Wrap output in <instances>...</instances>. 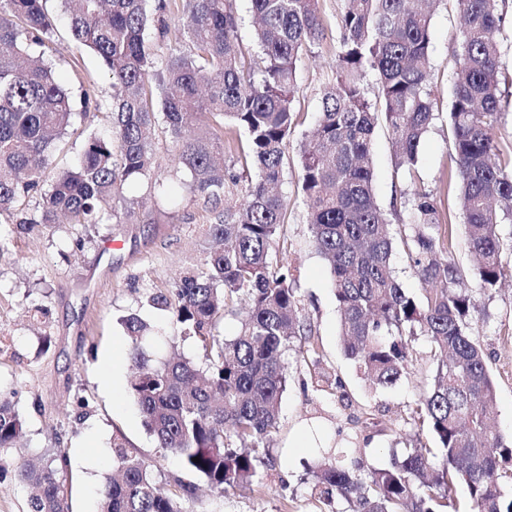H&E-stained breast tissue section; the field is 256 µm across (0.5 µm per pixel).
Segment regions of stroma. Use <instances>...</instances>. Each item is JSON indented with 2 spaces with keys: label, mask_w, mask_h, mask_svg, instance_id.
Returning a JSON list of instances; mask_svg holds the SVG:
<instances>
[{
  "label": "stroma",
  "mask_w": 512,
  "mask_h": 512,
  "mask_svg": "<svg viewBox=\"0 0 512 512\" xmlns=\"http://www.w3.org/2000/svg\"><path fill=\"white\" fill-rule=\"evenodd\" d=\"M324 38L307 52L297 69L299 92L296 138L309 135L316 122L324 88L333 83L340 50L338 16L343 0H319ZM55 17L52 46L56 71L67 87L93 84L105 107L90 113L54 157L48 177L76 161L85 140L112 130V82L102 62L74 43L62 0H49ZM460 25L456 0H444L431 20L432 82L439 115L419 147L417 170L442 212L454 226L452 258L467 272L475 300L472 333L481 344L496 387L498 430L512 435V282L482 290L471 274L472 261L456 193L448 184L451 147L448 112L455 77L454 54ZM374 190L391 224L407 220L406 212L391 213L396 196L409 192L411 177L394 167L386 127L372 141ZM299 170L285 167L282 190L288 197L283 236L286 259L297 276L301 306L315 328L316 360L337 375L350 394L341 407L331 391L320 390L305 362L291 363L283 394L280 427L270 441L275 459L261 470L264 491L238 489L218 496L200 486L175 456L158 448L143 423L128 387L132 369L126 349L130 340L121 319L137 312L149 322L176 335L169 313L142 306L146 290L162 289L176 281L191 257L212 209L189 196L167 202L149 185L124 189L137 200L130 224L98 226L41 225L27 235H12L9 251L0 257V397L13 401L27 422L25 457L46 462L65 452L69 465L60 477L68 489L70 512H94L100 492L113 472V443L155 465L157 481L169 487L171 478L196 485L193 512H321L306 473L316 460L313 448L291 445L294 429L316 422L322 443L343 449L350 459L373 466L388 465L393 449L432 444L430 432L415 422L411 410L428 382V365L418 359L401 381L377 391L369 389L355 366L342 354L338 312L329 269L311 244L307 207L298 189ZM83 239L76 250L74 239ZM44 305L47 324L30 320L24 310ZM120 391H113V381Z\"/></svg>",
  "instance_id": "stroma-1"
}]
</instances>
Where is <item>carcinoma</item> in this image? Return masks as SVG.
Returning <instances> with one entry per match:
<instances>
[{
    "instance_id": "carcinoma-1",
    "label": "carcinoma",
    "mask_w": 512,
    "mask_h": 512,
    "mask_svg": "<svg viewBox=\"0 0 512 512\" xmlns=\"http://www.w3.org/2000/svg\"><path fill=\"white\" fill-rule=\"evenodd\" d=\"M47 0H0V225L28 232L60 219L74 225L125 224L134 210L112 205L124 187L151 181L154 141L163 126L177 163L190 171L189 192L218 205L232 191L240 203L217 212L183 275L144 297L171 314L197 359L159 349L175 337L136 312L122 318L136 375L130 394L158 447L222 496L259 481L260 452L278 429L289 378L288 355L316 352L291 268L279 242L287 200L281 192L297 114L296 71L323 35L319 0H250L258 61L242 53L231 0H64L73 40L100 58L117 94L112 132L89 136L75 164L43 179L55 152L102 107L91 85L80 109L60 83L50 45ZM443 0H344L334 83L321 97L312 137L297 144L299 186L312 245L325 260L339 313L346 359L374 387L406 374L424 337L431 383L411 415L428 423L430 448L392 452L384 468L323 458L311 470L318 500L338 499L349 512H512V437L495 432V386L480 344L469 332L476 308L451 252L453 224L433 194L416 187L404 198L407 222L393 232L373 189L371 144L385 123L394 164L411 172L437 108L431 80V18ZM463 24L455 58L448 137L473 269L484 290L512 279V147L500 131L512 104V72L503 53L505 0H458ZM188 18L182 38L157 68L149 27L163 37L174 11ZM376 77L370 99L364 74ZM248 146L242 167L224 129ZM38 200L28 212L29 202ZM402 246L423 293L402 287L393 255ZM247 311L233 336L218 320ZM26 422L0 398V453L18 449ZM199 461L194 462L192 458ZM118 476L100 493L97 512H188L196 486L175 479L163 491L154 465L114 444ZM61 455L35 465L20 460L15 479L32 489L24 512H69ZM469 503L456 502L457 483Z\"/></svg>"
}]
</instances>
